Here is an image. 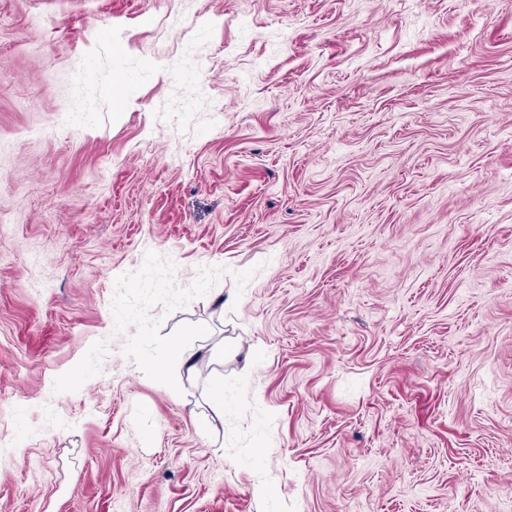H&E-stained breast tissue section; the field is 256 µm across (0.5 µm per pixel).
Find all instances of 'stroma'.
<instances>
[{
  "mask_svg": "<svg viewBox=\"0 0 512 512\" xmlns=\"http://www.w3.org/2000/svg\"><path fill=\"white\" fill-rule=\"evenodd\" d=\"M0 213V512H512V0H0ZM154 363L159 367L176 368L181 371L186 367L187 374L195 369V364L191 363L192 355L177 340L159 341L155 345Z\"/></svg>",
  "mask_w": 512,
  "mask_h": 512,
  "instance_id": "1",
  "label": "stroma"
}]
</instances>
